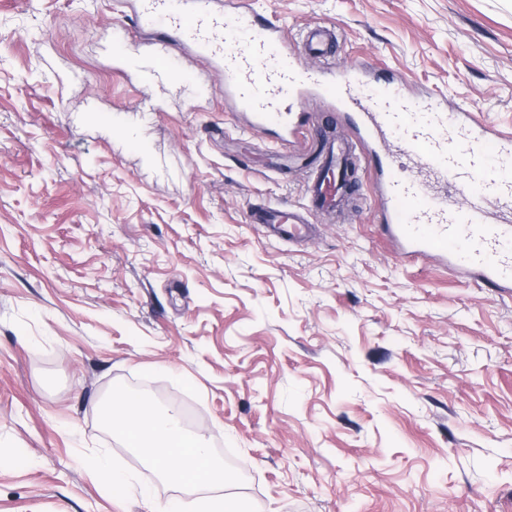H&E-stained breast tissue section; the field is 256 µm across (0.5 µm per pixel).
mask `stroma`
Returning a JSON list of instances; mask_svg holds the SVG:
<instances>
[{"label": "stroma", "instance_id": "1", "mask_svg": "<svg viewBox=\"0 0 512 512\" xmlns=\"http://www.w3.org/2000/svg\"><path fill=\"white\" fill-rule=\"evenodd\" d=\"M253 2L512 134V0ZM119 28L149 48L118 0H0V512L190 502L103 422L118 387L176 406L249 512H512V292L401 258L365 171L356 209L267 239L252 210L304 208L310 156L187 52L199 83L142 111Z\"/></svg>", "mask_w": 512, "mask_h": 512}]
</instances>
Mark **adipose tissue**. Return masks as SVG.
Instances as JSON below:
<instances>
[{"instance_id":"adipose-tissue-1","label":"adipose tissue","mask_w":512,"mask_h":512,"mask_svg":"<svg viewBox=\"0 0 512 512\" xmlns=\"http://www.w3.org/2000/svg\"><path fill=\"white\" fill-rule=\"evenodd\" d=\"M103 418L128 447L186 492L201 486L223 488L234 480L205 438L181 428L176 410L159 411L150 401L117 389Z\"/></svg>"}]
</instances>
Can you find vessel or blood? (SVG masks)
<instances>
[{
    "label": "vessel or blood",
    "mask_w": 512,
    "mask_h": 512,
    "mask_svg": "<svg viewBox=\"0 0 512 512\" xmlns=\"http://www.w3.org/2000/svg\"><path fill=\"white\" fill-rule=\"evenodd\" d=\"M131 9L142 24L162 21L163 30L151 49L137 54L130 53L124 31L115 33L112 57L125 70L151 86L172 85L177 76L168 59L190 44L194 57L223 73L225 97L252 129L276 130L284 144L327 142L322 164L307 175L306 212L287 204L252 212L267 237H309V215L340 209L346 173L357 159L375 172L378 222L400 256L431 257L476 281L512 290L511 136H491L471 112L449 122L447 113L390 88L363 96L366 73L357 68L324 85L307 62L332 56L334 32L311 27L301 47H293L285 29L251 0H133ZM322 89L346 110L350 137L335 138L322 124H296L295 104ZM452 189L462 197L455 206L448 203Z\"/></svg>",
    "instance_id": "obj_1"
}]
</instances>
